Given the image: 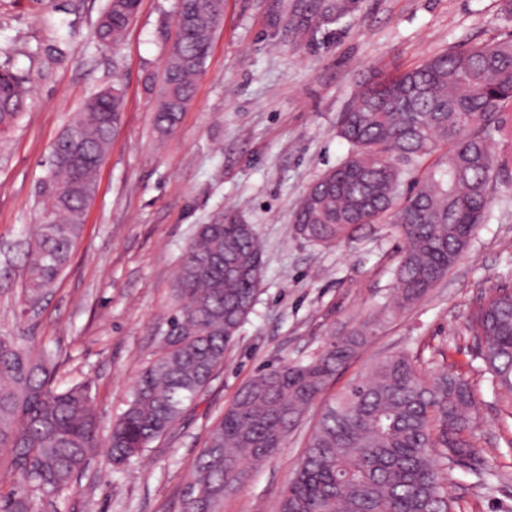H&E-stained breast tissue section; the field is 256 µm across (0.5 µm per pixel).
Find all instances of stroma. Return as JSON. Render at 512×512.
<instances>
[{
    "label": "stroma",
    "instance_id": "1",
    "mask_svg": "<svg viewBox=\"0 0 512 512\" xmlns=\"http://www.w3.org/2000/svg\"><path fill=\"white\" fill-rule=\"evenodd\" d=\"M226 0L195 96L170 134L154 126L177 0H141L124 41L93 37L107 0H0V68L24 75L28 107L0 138V335L29 336L62 361L60 386H92L99 438L107 440L175 309L177 272L202 224L252 225L264 270L256 305L224 365L173 430L122 468L98 448L67 497L43 512H180L193 462L210 428L261 369L318 353L328 337L365 331L366 343L306 410L285 444L224 500V512H277L324 407L387 356L405 352L425 370L446 365L477 391L473 445L493 491L456 471L455 512H512V420L471 367L460 329L493 286L512 283V165L491 190L489 220L460 261L413 305L383 315L401 241L392 224H366L320 247L292 230L309 186L336 167L348 143L342 112L377 77L475 42L512 37L507 0ZM306 11L313 40L284 22ZM71 35L67 54L42 57ZM120 81L121 127L98 173L69 264L38 311L22 315L19 242L41 221L37 193L52 143L99 90Z\"/></svg>",
    "mask_w": 512,
    "mask_h": 512
}]
</instances>
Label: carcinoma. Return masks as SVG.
<instances>
[{
    "instance_id": "cac0c4a2",
    "label": "carcinoma",
    "mask_w": 512,
    "mask_h": 512,
    "mask_svg": "<svg viewBox=\"0 0 512 512\" xmlns=\"http://www.w3.org/2000/svg\"><path fill=\"white\" fill-rule=\"evenodd\" d=\"M140 0H108L95 36L115 45ZM167 52L154 115L161 133L175 128L190 104L217 30L210 0ZM78 126L51 149L42 212L24 254L25 304H36L67 267L96 191L98 166L80 155L106 156L121 121L123 97L99 91ZM27 107L25 77L0 69V134ZM512 40L476 43L366 84L342 113L345 158L319 177L294 213V232L327 246L361 224L389 221L403 242L393 305L405 308L441 281L488 219L490 187L507 166L492 149L512 130ZM436 164L403 189L400 163ZM263 260L253 227L201 224L177 274V304L156 357L138 376L127 408L107 440L122 465L167 434L224 364V352L256 304ZM465 330L492 393L512 418V290L482 297ZM366 341L361 331L331 336L307 360L264 369L239 392L211 428L193 463L181 512H221L245 483L250 466L271 457ZM61 362L36 352L24 336H0V512H38L46 498L67 495L100 447L91 387L56 383ZM476 404L472 384L442 368L427 372L399 353L377 363L326 406L278 512H453L448 483L462 469L482 485L491 473L470 437Z\"/></svg>"
}]
</instances>
